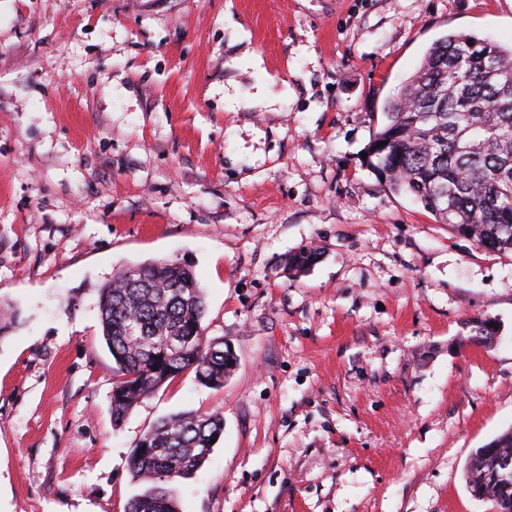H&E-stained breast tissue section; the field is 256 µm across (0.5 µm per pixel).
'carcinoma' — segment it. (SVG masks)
<instances>
[{"mask_svg":"<svg viewBox=\"0 0 512 512\" xmlns=\"http://www.w3.org/2000/svg\"><path fill=\"white\" fill-rule=\"evenodd\" d=\"M364 164L390 189L412 196L438 222L492 252H512V48L452 32L431 45L420 67L383 109ZM383 146H378V143ZM317 251L288 257L308 269ZM102 336L115 363L112 417L119 423L144 398L186 371L221 388L236 365L224 340L203 336L206 299L192 270L173 260L116 273L99 298ZM471 341L491 340V320L468 323ZM187 339L169 357L165 339ZM224 433L221 412H177L157 421L135 445L130 471L152 486L127 512H179L173 484L199 470ZM512 456V430L478 449L466 471L473 497L512 512V490L492 480L499 458Z\"/></svg>","mask_w":512,"mask_h":512,"instance_id":"obj_1","label":"carcinoma"}]
</instances>
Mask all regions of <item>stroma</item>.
<instances>
[{
  "label": "stroma",
  "mask_w": 512,
  "mask_h": 512,
  "mask_svg": "<svg viewBox=\"0 0 512 512\" xmlns=\"http://www.w3.org/2000/svg\"><path fill=\"white\" fill-rule=\"evenodd\" d=\"M450 32L512 46V0H0V512H126L139 438L216 410L179 512H494L465 471L512 430V253L362 159ZM160 259L237 362L117 424L100 290Z\"/></svg>",
  "instance_id": "obj_1"
}]
</instances>
